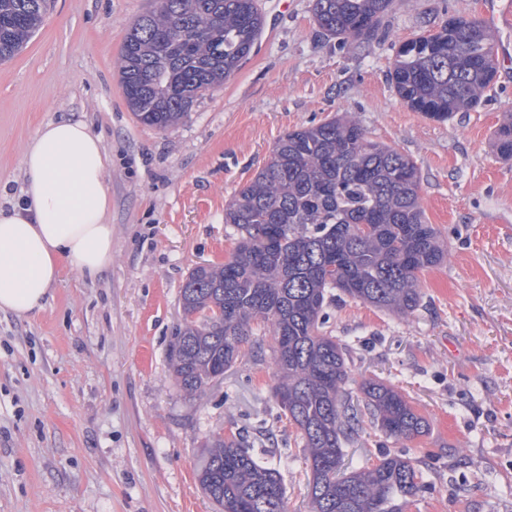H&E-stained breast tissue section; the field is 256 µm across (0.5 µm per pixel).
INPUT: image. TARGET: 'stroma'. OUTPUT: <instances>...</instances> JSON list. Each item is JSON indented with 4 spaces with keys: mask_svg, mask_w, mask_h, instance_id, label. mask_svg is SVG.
<instances>
[{
    "mask_svg": "<svg viewBox=\"0 0 512 512\" xmlns=\"http://www.w3.org/2000/svg\"><path fill=\"white\" fill-rule=\"evenodd\" d=\"M485 0H393L375 39L341 43L311 0H259L250 58L165 130L139 123L120 81L130 25L156 0H52L26 48L0 63V208L24 187L20 159L48 121H84L108 155L112 262L64 268L42 307L0 312V512H218L198 471L210 435L241 434L308 512L305 450L275 396L274 341L256 324L221 382L189 397L167 359L180 289L222 264L238 234L224 205L287 131L350 115L411 158L429 223L451 241L419 275L412 313L328 296L325 330L350 348L355 381L398 388L429 423L411 441L362 421L345 463L381 450L418 461L429 492L408 512H512V159L494 134L512 113V64L474 110L411 111L388 71L398 46Z\"/></svg>",
    "mask_w": 512,
    "mask_h": 512,
    "instance_id": "obj_1",
    "label": "stroma"
}]
</instances>
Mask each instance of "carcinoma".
Masks as SVG:
<instances>
[{"mask_svg": "<svg viewBox=\"0 0 512 512\" xmlns=\"http://www.w3.org/2000/svg\"><path fill=\"white\" fill-rule=\"evenodd\" d=\"M392 0H312L315 22L340 42H368ZM49 0H0V62L18 55L42 24ZM262 29L258 0H158L121 48V83L136 119L163 130L194 99L224 84L249 58ZM489 28L452 17L396 50L390 81L411 110L437 121L478 106L493 81ZM512 158V119L495 132ZM416 163L369 139L344 115L287 132L249 185L224 208L239 238L220 266L193 269L181 288L182 325L169 349L180 391L193 395L224 375L253 334L272 328L276 395L299 431L310 472L311 512H405L427 490L398 452L349 471L343 444L359 424L347 348L322 332L327 293L401 314L420 301L418 274L447 245L426 220ZM362 402L387 439L426 433L428 421L378 378ZM199 482L220 512H288L278 469L260 463L235 435L216 434Z\"/></svg>", "mask_w": 512, "mask_h": 512, "instance_id": "1", "label": "carcinoma"}]
</instances>
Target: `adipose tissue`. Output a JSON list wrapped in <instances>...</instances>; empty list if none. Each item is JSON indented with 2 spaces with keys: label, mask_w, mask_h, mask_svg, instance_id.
<instances>
[{
  "label": "adipose tissue",
  "mask_w": 512,
  "mask_h": 512,
  "mask_svg": "<svg viewBox=\"0 0 512 512\" xmlns=\"http://www.w3.org/2000/svg\"><path fill=\"white\" fill-rule=\"evenodd\" d=\"M101 139L79 120L41 125L21 157V203L0 210V311L39 309L63 265L95 277L112 261Z\"/></svg>",
  "instance_id": "adipose-tissue-1"
}]
</instances>
